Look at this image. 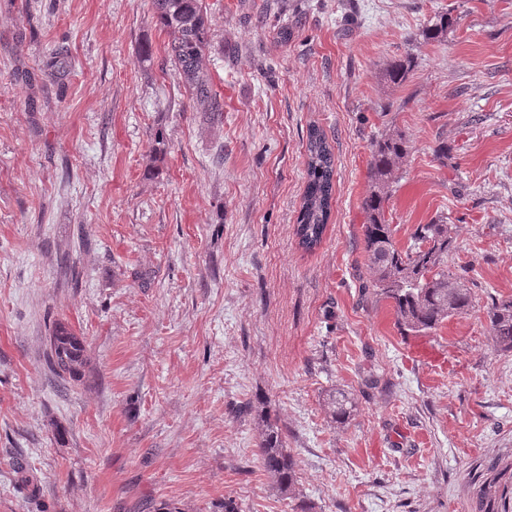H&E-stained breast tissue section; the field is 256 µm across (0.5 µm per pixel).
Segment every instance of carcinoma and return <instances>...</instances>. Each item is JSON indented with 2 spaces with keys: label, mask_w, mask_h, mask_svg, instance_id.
Segmentation results:
<instances>
[{
  "label": "carcinoma",
  "mask_w": 512,
  "mask_h": 512,
  "mask_svg": "<svg viewBox=\"0 0 512 512\" xmlns=\"http://www.w3.org/2000/svg\"><path fill=\"white\" fill-rule=\"evenodd\" d=\"M156 21L169 38L172 67L188 87L194 106L203 112L224 111L213 90L203 61L210 45L211 25L201 0H152ZM307 188L297 219L296 235L312 249L320 244L331 209L335 162L323 131L313 126L307 135ZM408 153L403 135L394 133L377 141L371 150V191L364 199L363 250L369 279L365 287L392 303L397 326L404 332L427 333L443 321L466 313L471 291L448 273L452 237L448 225L419 224L412 244L397 246L394 230L386 223L384 205ZM489 333L495 348L512 351V300L492 303L487 309ZM50 369L59 376L78 378L89 364L85 342L64 324L55 326L48 355ZM259 453L265 471L280 488L295 484L294 462L285 452L282 432L271 424L262 430Z\"/></svg>",
  "instance_id": "obj_1"
}]
</instances>
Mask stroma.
Wrapping results in <instances>:
<instances>
[{
    "mask_svg": "<svg viewBox=\"0 0 512 512\" xmlns=\"http://www.w3.org/2000/svg\"><path fill=\"white\" fill-rule=\"evenodd\" d=\"M203 8L215 113L170 66L152 0H0V512H477L491 480L512 512V352L486 314L512 298V0ZM313 125L336 175L307 250ZM395 130L385 219L404 246L446 218L474 296L422 335L363 287L371 148ZM58 322L86 341L80 380L49 369ZM267 419L290 496L257 456Z\"/></svg>",
    "mask_w": 512,
    "mask_h": 512,
    "instance_id": "obj_1",
    "label": "stroma"
}]
</instances>
